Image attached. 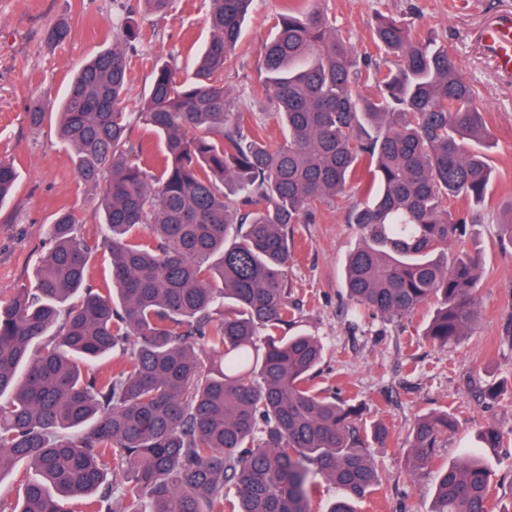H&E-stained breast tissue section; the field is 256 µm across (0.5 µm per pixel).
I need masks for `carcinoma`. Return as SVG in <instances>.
<instances>
[{
	"label": "carcinoma",
	"mask_w": 512,
	"mask_h": 512,
	"mask_svg": "<svg viewBox=\"0 0 512 512\" xmlns=\"http://www.w3.org/2000/svg\"><path fill=\"white\" fill-rule=\"evenodd\" d=\"M253 3L211 0L190 77L155 64L135 112L132 14L66 91L59 135L101 188L112 289L91 282L93 246L61 212L35 285L0 303V481L19 463L34 471L10 512H314L322 478L347 494L328 512H356L381 484L370 444L385 447L388 430L366 432L361 407L315 384L323 347L293 331L288 266L291 225L364 173L367 198L349 213L361 236L346 265L352 318L392 321L433 301L421 340L446 348L478 317L483 263L448 256L492 183L477 86L393 17L373 27L385 57L360 65L322 8L291 0L262 56L283 136L271 145L264 116L239 111L217 79ZM136 123L163 142L156 173L135 162ZM16 181L1 159L0 203ZM503 215L512 246V196ZM108 356L112 368L88 372ZM456 428L446 413L417 419L410 468ZM490 477L476 454L440 468L432 512H489Z\"/></svg>",
	"instance_id": "carcinoma-1"
}]
</instances>
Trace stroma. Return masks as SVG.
Listing matches in <instances>:
<instances>
[{
  "instance_id": "35a3bbf8",
  "label": "stroma",
  "mask_w": 512,
  "mask_h": 512,
  "mask_svg": "<svg viewBox=\"0 0 512 512\" xmlns=\"http://www.w3.org/2000/svg\"><path fill=\"white\" fill-rule=\"evenodd\" d=\"M288 0H255L222 80L240 109L267 113L270 101L259 83L261 46L274 33V19ZM349 42L356 60L376 55L371 39L377 16H392L415 31L433 34L481 93L493 133L488 151L494 169L490 199L479 223L448 245L449 252L480 253L483 275L475 290L477 322L460 342L446 349L422 344L420 335L432 306L393 321L363 317L350 326L344 287L345 260L360 240L349 221L352 203L363 199L364 184L352 182L314 223L294 225L288 280L299 300L297 327L324 347L323 387L340 388L343 398L363 408L366 425L388 429L384 448L374 449L383 489L357 501L358 512H431L438 465L464 461L478 452L493 474L491 512H512V247L500 243V202L512 195V79L503 78L486 52L482 34L503 16L512 0H317ZM137 0H0V158L13 162L19 187L0 205V302L33 285L46 255L47 229L57 213L72 212L84 235L97 242L102 213L91 190L79 179L71 148L57 134L54 109L77 69L112 46V29ZM209 0H173L168 13H145L144 36L131 55L128 111H136L151 90L153 65L177 60L178 77L209 40ZM68 21L69 37L48 42L47 30ZM48 104L41 126H31L28 109ZM266 139L281 140L274 118L266 120ZM491 387L495 398L485 399ZM435 412L458 424L439 448L436 462L412 472L406 465L413 422ZM496 427L503 442L476 449V436Z\"/></svg>"
}]
</instances>
